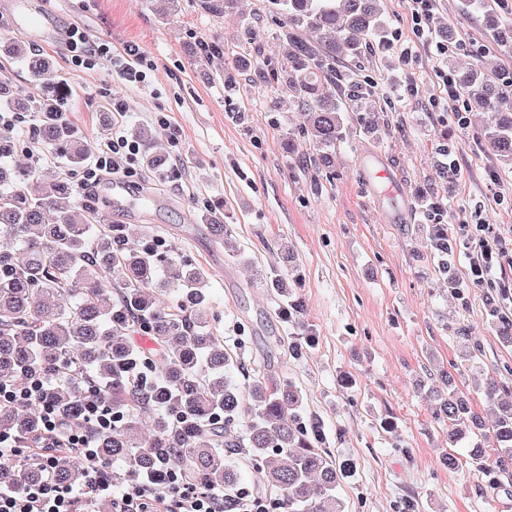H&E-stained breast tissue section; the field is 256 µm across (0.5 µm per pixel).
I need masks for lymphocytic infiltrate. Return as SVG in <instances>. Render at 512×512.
Segmentation results:
<instances>
[{"mask_svg": "<svg viewBox=\"0 0 512 512\" xmlns=\"http://www.w3.org/2000/svg\"><path fill=\"white\" fill-rule=\"evenodd\" d=\"M65 43L71 52L70 65L79 73L108 61L120 79L142 84L147 79L143 69L144 57L138 45L126 44L113 48L108 42L91 41L79 26H69ZM112 131L101 144L93 168L84 173L81 186H97L103 173L123 170L126 162L140 152L138 143L122 130L125 105L112 104ZM48 378L32 372L24 386L0 385V399L20 404L39 403L41 428L37 445L42 452L39 466L42 478L17 492L0 487V512H74L76 501L94 505L98 500L111 498L114 512H273L266 496L241 486L233 492L201 487L188 482L168 462H160L151 474L136 477L123 488H116L112 465L105 461L92 438L83 427H63L59 413L45 397ZM81 456L88 477L81 487L60 484L54 477L60 453Z\"/></svg>", "mask_w": 512, "mask_h": 512, "instance_id": "1", "label": "lymphocytic infiltrate"}]
</instances>
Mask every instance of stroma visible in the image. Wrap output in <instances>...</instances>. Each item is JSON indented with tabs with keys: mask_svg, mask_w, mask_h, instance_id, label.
Wrapping results in <instances>:
<instances>
[{
	"mask_svg": "<svg viewBox=\"0 0 512 512\" xmlns=\"http://www.w3.org/2000/svg\"><path fill=\"white\" fill-rule=\"evenodd\" d=\"M29 3L55 29L75 24L113 46L143 49L148 86L123 85L104 64L72 74L62 41L32 43L9 0H0V34L32 44L51 61L45 75L15 63L0 69V80L32 96L69 84L67 117L93 148L112 129L113 97H123L126 133L148 131L177 163V172L162 178L140 167L139 189L151 202L135 212L131 237L144 241L160 232L163 248L208 270L214 326L225 347L248 365L270 360L301 388L304 413L322 421L328 450L356 467L341 485L346 512H512V487L492 491L485 476L444 465L448 428L434 420L436 402L428 395L432 375L452 362L459 365L457 386L468 394L512 369V347L485 320L487 296L512 279V173L498 174L494 155L459 125L456 115L467 105L448 100L437 75L451 62L512 73V46L495 45L483 18L461 19L463 0H440L436 19L456 21L458 31L447 60H436L414 30L407 0H378L395 39L367 49L346 70L368 93L382 133L374 140L352 126L324 164L298 136L300 118L285 86L274 82L258 93L242 75L230 91L194 60L196 43L218 35L226 60H283V20L267 0H239L236 13L220 18L204 12L200 0H181L176 13L168 0ZM251 19L253 39L241 42L238 30ZM289 131L297 165L281 149ZM450 155L460 168L444 178ZM428 192L443 198L440 217L456 231L460 299L400 230L426 223L417 200ZM207 210L229 226L242 259L212 243ZM479 224L494 225L511 248L476 286L464 244ZM292 261L305 302L300 329L280 316V294L254 275L255 267L284 271ZM456 326L481 343L480 369L461 365L468 338L456 337ZM346 376L352 385L343 384Z\"/></svg>",
	"mask_w": 512,
	"mask_h": 512,
	"instance_id": "1",
	"label": "stroma"
}]
</instances>
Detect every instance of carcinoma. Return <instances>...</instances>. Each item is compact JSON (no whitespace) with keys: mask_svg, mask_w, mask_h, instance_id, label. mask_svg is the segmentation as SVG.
Returning <instances> with one entry per match:
<instances>
[{"mask_svg":"<svg viewBox=\"0 0 512 512\" xmlns=\"http://www.w3.org/2000/svg\"><path fill=\"white\" fill-rule=\"evenodd\" d=\"M201 2L215 17L236 7L235 0ZM373 2L269 0L288 41L286 63L273 70L324 161L346 139L351 121L379 133L375 113L363 107V87L337 69L370 43H384L386 23ZM464 9L488 17L499 42L512 44V24L495 19L490 0H467ZM4 53L36 74L50 68L48 58L18 41L5 43ZM196 55L208 64L223 61V37L199 44ZM235 71L250 75L263 92L267 71L240 59L234 71H223L224 80L232 82ZM454 77L476 141L512 170V77L494 79L472 68ZM68 96L69 88L57 85L39 109L61 112ZM0 107L28 111L2 84ZM33 138L66 166L82 165L89 154L85 137L65 116L41 120ZM139 138L147 145L146 166L167 170L151 135L143 130ZM13 154V137L0 133V383L20 384L34 370L53 377L48 400L60 415L84 428L104 458L129 461L133 476L153 472L161 456L186 480L229 493L241 472L225 461L224 449L241 448L280 512H345L338 488L346 473L325 450L322 424L304 418L300 387L264 365L245 369L212 330L208 273L186 257L130 241L124 225L109 222L105 202L76 198L66 176L46 177L36 160L15 165ZM208 229L228 255H241L219 220ZM417 231L448 289L464 295L452 272L451 228L424 224ZM258 278L287 298L288 321L304 327L302 301L289 287L299 281L298 268L262 270ZM488 320L500 341L512 345V314L495 299L488 302ZM136 334L152 347L135 345ZM440 383L431 394L439 400L436 419L448 423V443H472L471 467L492 475L489 488L512 481V388L492 376L483 386L482 400L494 413L496 448L489 451L481 446V415L455 389L452 373H442ZM90 386L101 389L112 408L114 428H92L78 417ZM39 426V407L0 402V431L27 441ZM56 476L78 487L86 468L79 457L63 454ZM40 478L31 460L0 462L2 487L20 491Z\"/></svg>","mask_w":512,"mask_h":512,"instance_id":"obj_1","label":"carcinoma"}]
</instances>
